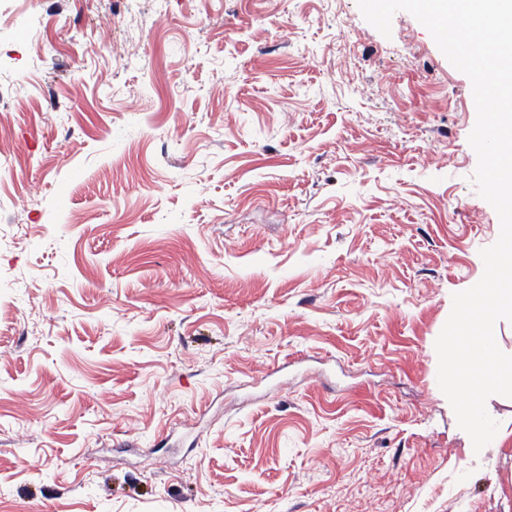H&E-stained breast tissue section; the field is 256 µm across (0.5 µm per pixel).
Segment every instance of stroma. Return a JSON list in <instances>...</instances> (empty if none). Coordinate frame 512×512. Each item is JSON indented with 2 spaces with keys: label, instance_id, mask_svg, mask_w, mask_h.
I'll list each match as a JSON object with an SVG mask.
<instances>
[{
  "label": "stroma",
  "instance_id": "stroma-1",
  "mask_svg": "<svg viewBox=\"0 0 512 512\" xmlns=\"http://www.w3.org/2000/svg\"><path fill=\"white\" fill-rule=\"evenodd\" d=\"M475 122L404 11L0 0V512H512L437 382Z\"/></svg>",
  "mask_w": 512,
  "mask_h": 512
}]
</instances>
